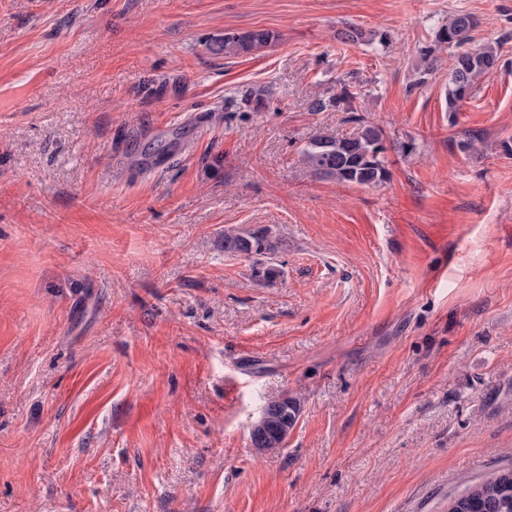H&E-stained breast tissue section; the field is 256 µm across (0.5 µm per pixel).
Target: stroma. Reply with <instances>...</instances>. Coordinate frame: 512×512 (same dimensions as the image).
Here are the masks:
<instances>
[{
	"label": "stroma",
	"instance_id": "stroma-1",
	"mask_svg": "<svg viewBox=\"0 0 512 512\" xmlns=\"http://www.w3.org/2000/svg\"><path fill=\"white\" fill-rule=\"evenodd\" d=\"M460 11L500 65L451 117ZM344 83L382 186L300 161ZM510 466L512 0H0V512H448ZM277 39L278 34L266 29L226 32L211 39L209 50L215 54H224V58L236 57L266 48ZM224 253L251 261L252 274L258 280L273 282L279 275L276 257L283 240L268 227H236L224 231ZM252 254V257L244 254ZM278 411L265 423L266 436L270 441L280 442L298 421L301 402L297 396L283 394L277 398L268 399L263 406Z\"/></svg>",
	"mask_w": 512,
	"mask_h": 512
}]
</instances>
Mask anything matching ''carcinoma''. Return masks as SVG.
I'll return each instance as SVG.
<instances>
[{"instance_id": "1", "label": "carcinoma", "mask_w": 512, "mask_h": 512, "mask_svg": "<svg viewBox=\"0 0 512 512\" xmlns=\"http://www.w3.org/2000/svg\"><path fill=\"white\" fill-rule=\"evenodd\" d=\"M478 26L475 16L457 13L435 32L433 43L420 50L423 61L431 65L437 50L454 49L446 94L447 112L452 115L460 111L479 82L499 66L500 56L495 47L471 45L472 32ZM365 38L366 33L358 27L348 26L337 32V40L343 45L358 44ZM277 39L278 34L266 29L226 32L211 39L209 50L226 58L236 57L266 48ZM357 96L358 92L345 84L336 97L316 101L314 109L321 112L329 107H340L345 112H353ZM357 122L362 128L349 136L314 135L300 152L302 163L314 175L338 183L362 186L386 183L390 172L385 163V134L379 127L362 122L360 117ZM282 246L283 240L267 226L224 230V253L251 261L253 276L267 283L280 275L276 257ZM263 407L277 411L266 421L265 430L269 440L279 442L298 421L300 399L283 394L267 400ZM449 512H512V468L485 475L454 497Z\"/></svg>"}]
</instances>
